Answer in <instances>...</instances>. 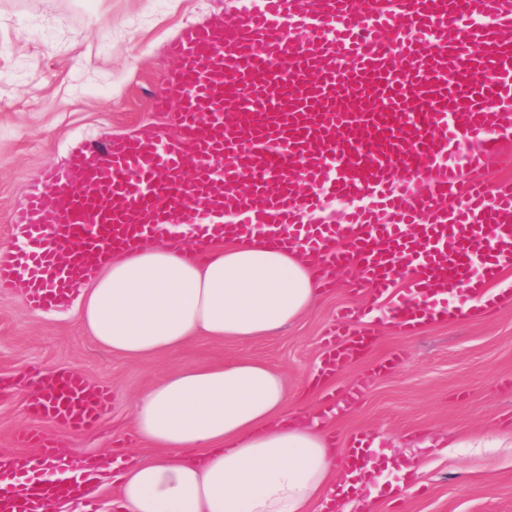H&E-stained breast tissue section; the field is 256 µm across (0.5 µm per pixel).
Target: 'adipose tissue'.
<instances>
[{
  "label": "adipose tissue",
  "mask_w": 512,
  "mask_h": 512,
  "mask_svg": "<svg viewBox=\"0 0 512 512\" xmlns=\"http://www.w3.org/2000/svg\"><path fill=\"white\" fill-rule=\"evenodd\" d=\"M261 226L248 245L195 262L192 237L134 247L85 282L77 316L112 354L148 358L197 336H270L298 319L319 288L312 261ZM331 414L287 406L282 376L263 361L188 365L137 394L133 426L152 448L114 468L121 512H323L340 474Z\"/></svg>",
  "instance_id": "ef3b65f1"
}]
</instances>
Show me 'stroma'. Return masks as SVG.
<instances>
[{"label": "stroma", "mask_w": 512, "mask_h": 512, "mask_svg": "<svg viewBox=\"0 0 512 512\" xmlns=\"http://www.w3.org/2000/svg\"><path fill=\"white\" fill-rule=\"evenodd\" d=\"M238 0H0V246L13 211L40 187L44 170L77 147L132 135L158 123L151 100L174 66L166 47L189 24L238 18ZM276 336L128 359L100 348L74 306L35 311L21 290L0 292V376L66 367L112 390V409L94 429L69 436L75 453L136 445V394L187 364L251 356L280 372L289 403L321 401L310 382L326 333L343 308H364L367 292L342 276ZM373 381L337 420L338 435L369 438L373 470L364 497L377 512H512V299L491 313L427 323L409 335L385 322L369 350L329 383L344 396ZM23 396L0 390V448L34 427Z\"/></svg>", "instance_id": "stroma-1"}]
</instances>
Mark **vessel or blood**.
<instances>
[{
  "label": "vessel or blood",
  "instance_id": "b4317fda",
  "mask_svg": "<svg viewBox=\"0 0 512 512\" xmlns=\"http://www.w3.org/2000/svg\"><path fill=\"white\" fill-rule=\"evenodd\" d=\"M167 52L176 65L153 98L163 125L45 170L43 189L12 215L1 290L21 289L35 310L59 307L114 255L171 225L195 226L202 251L247 243L271 221L283 248L389 300L384 318L398 332L464 315L452 297L498 306L512 271V180L491 192L463 174L512 141V0H240L237 20L185 26ZM466 140L478 151L450 163ZM328 199L353 203L345 223H304ZM365 319L343 314L323 375L366 348ZM1 387L21 389L38 425L0 448V512L78 498L108 458L61 454L40 426L96 427L110 390L70 368Z\"/></svg>",
  "mask_w": 512,
  "mask_h": 512
}]
</instances>
